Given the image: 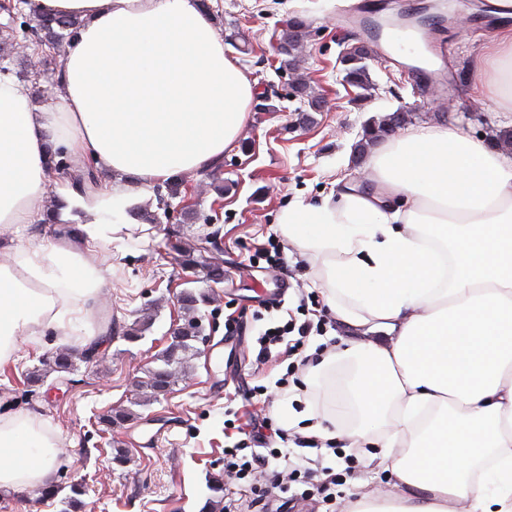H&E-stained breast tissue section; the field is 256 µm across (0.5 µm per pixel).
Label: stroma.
Instances as JSON below:
<instances>
[{
  "label": "stroma",
  "mask_w": 512,
  "mask_h": 512,
  "mask_svg": "<svg viewBox=\"0 0 512 512\" xmlns=\"http://www.w3.org/2000/svg\"><path fill=\"white\" fill-rule=\"evenodd\" d=\"M423 0H208L214 26L225 35L224 51L238 60L254 89L246 124L233 147L224 152L218 184L200 174L184 175L182 194L190 198L194 218L174 213L171 220L139 224V236H127L122 248L101 246L95 261L107 286L89 316L99 354L85 362L84 333L59 336L37 331L18 341L12 359L0 362V415L30 412L58 436L55 483L84 484L85 512H203L213 493L212 476L224 471V449L240 440L238 411L249 406L264 421L273 447L287 448L306 467L342 472L343 460L327 449L302 447L300 426L285 427L281 408L301 418L321 417L303 390L304 369L287 362L254 367L257 338L265 329L297 321H321L306 351L335 350L347 328L329 313L315 270L287 245V266L257 267L251 256L267 240H281L276 222L288 202L318 200L353 186L372 190L366 165L377 147L358 151L367 126L415 105L407 129L424 125L458 127L471 136L498 145V135L512 130V112H496L479 99L470 80L473 64L487 51L494 19L486 0H443L448 21L429 28L444 49L432 64L390 57L370 61L378 90L356 100V90L339 75V59L350 35L364 24L396 13L411 14ZM299 18L308 26L297 74L280 69L275 38L280 25ZM302 77L322 102L311 121H302L300 100L291 96L295 77ZM216 233L219 248L213 262L223 272L212 280L203 271L185 274L181 257L167 248L169 234L195 246ZM207 291L204 305L206 343L196 344L180 380L159 399L145 388L146 370L168 347L174 329L183 323L179 296L184 289ZM148 325L142 339L130 342L121 331L135 321ZM236 328V335L225 332ZM70 352L71 372L49 367L56 353ZM287 385H280V378ZM262 387L261 396L246 403L244 392ZM116 411L127 420L107 427L103 419ZM287 428L288 440L274 432ZM127 453L125 466L112 461L114 449ZM355 471L333 486L296 501L293 512H351L361 496L389 489L391 478L376 465L369 448L353 449Z\"/></svg>",
  "instance_id": "stroma-1"
}]
</instances>
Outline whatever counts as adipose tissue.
I'll return each instance as SVG.
<instances>
[{"label": "adipose tissue", "mask_w": 512, "mask_h": 512, "mask_svg": "<svg viewBox=\"0 0 512 512\" xmlns=\"http://www.w3.org/2000/svg\"><path fill=\"white\" fill-rule=\"evenodd\" d=\"M37 3L79 25L46 107L0 73V235L43 221L51 147L90 159L103 180L59 195L61 216H89L75 244L44 239L0 264V361L24 333L68 335L105 287L88 257L136 219L112 175L151 186L217 164L253 97L201 0ZM489 39L473 85L512 112V29ZM367 173L374 191L291 201L276 217L336 320L379 337L310 367L311 401L336 429L305 432L377 447L394 491L361 497L357 512H512V156L457 127H423L388 140ZM58 454L34 415L1 424L0 488L50 486Z\"/></svg>", "instance_id": "1"}]
</instances>
